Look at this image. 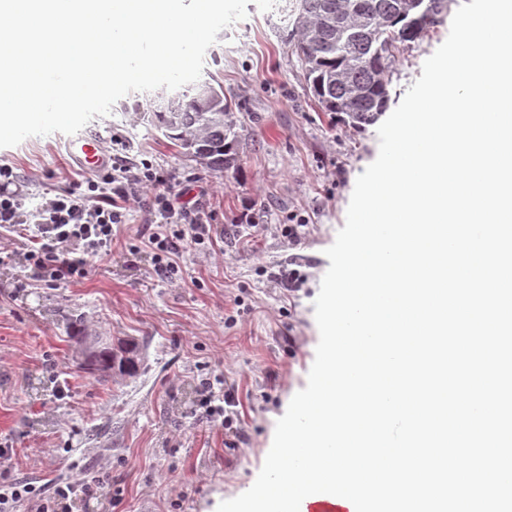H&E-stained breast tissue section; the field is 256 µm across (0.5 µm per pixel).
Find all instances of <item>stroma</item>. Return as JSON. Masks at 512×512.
<instances>
[{"instance_id": "obj_1", "label": "stroma", "mask_w": 512, "mask_h": 512, "mask_svg": "<svg viewBox=\"0 0 512 512\" xmlns=\"http://www.w3.org/2000/svg\"><path fill=\"white\" fill-rule=\"evenodd\" d=\"M450 0L428 36L391 66L395 109L447 38ZM298 0H250L247 17L220 31L205 54L202 81H219L236 102L238 160L217 173L182 154L145 118L156 92H133L83 131L112 153L151 160L201 199L219 243L179 255L168 281L140 249L147 213L132 208L112 238L111 256L87 276L41 281L33 268L0 264V486L91 485L78 512H212L249 489L272 445L277 420L304 389L319 331L314 301L330 262L324 254L344 227L357 177L379 151L377 124L352 128L320 110L304 65L287 43ZM64 134L32 136L0 148L27 207L84 179L63 155ZM257 223L252 246L238 225ZM284 224H304L289 245ZM296 273L293 297L278 284ZM138 340L140 374L84 370L67 324ZM236 383L238 432L200 405L205 384Z\"/></svg>"}]
</instances>
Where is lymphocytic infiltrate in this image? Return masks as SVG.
Returning <instances> with one entry per match:
<instances>
[{
  "label": "lymphocytic infiltrate",
  "instance_id": "f902f5d3",
  "mask_svg": "<svg viewBox=\"0 0 512 512\" xmlns=\"http://www.w3.org/2000/svg\"><path fill=\"white\" fill-rule=\"evenodd\" d=\"M14 181L12 169L0 166V230L20 238L1 257L8 262L23 257L51 283L85 275L89 258L109 254L113 225L123 223L134 205L147 208L154 220L144 246L159 276H169L173 256L211 246L214 240L203 209L185 200L175 178L157 173L147 162L116 165L101 180L62 190L31 210L13 191Z\"/></svg>",
  "mask_w": 512,
  "mask_h": 512
}]
</instances>
